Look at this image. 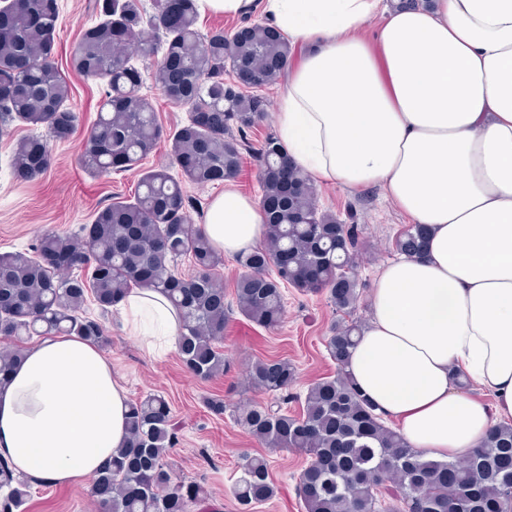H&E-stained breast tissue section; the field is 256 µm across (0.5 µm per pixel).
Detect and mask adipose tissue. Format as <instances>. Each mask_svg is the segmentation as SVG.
I'll return each mask as SVG.
<instances>
[{
  "label": "adipose tissue",
  "instance_id": "obj_1",
  "mask_svg": "<svg viewBox=\"0 0 512 512\" xmlns=\"http://www.w3.org/2000/svg\"><path fill=\"white\" fill-rule=\"evenodd\" d=\"M260 8L301 49L276 121L295 165L352 193L381 187L428 231L421 257H399L378 276L347 371L426 459L467 456L512 423V0ZM199 229L219 254H246L264 237L265 214L229 179ZM119 308L123 329L153 326L148 349L176 343L178 315L162 294L136 291ZM127 413L96 343L48 336L0 390V458L36 484L84 483L125 446Z\"/></svg>",
  "mask_w": 512,
  "mask_h": 512
}]
</instances>
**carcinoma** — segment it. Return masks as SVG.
<instances>
[{"instance_id": "cac0c4a2", "label": "carcinoma", "mask_w": 512, "mask_h": 512, "mask_svg": "<svg viewBox=\"0 0 512 512\" xmlns=\"http://www.w3.org/2000/svg\"><path fill=\"white\" fill-rule=\"evenodd\" d=\"M103 0V19L83 30L72 48L73 70L107 77L105 98L92 126L81 166L92 175L126 172L157 143L171 141L170 162L140 173L133 199L100 208L73 235L45 234L31 253H0V390L24 357L17 342L38 334H75L108 343L102 323L82 316L93 299L107 314L134 291L163 294L178 311V350L186 368L202 378L224 373L216 342L232 309L215 271L222 257L192 224L194 201L183 182L205 186L238 174L246 130L268 101L252 90L277 83L293 49L267 24L243 21L233 34L215 28L201 34L196 0ZM58 0H18L10 30L0 37V136L19 119L67 140L79 117L68 106L69 85L54 58ZM161 53L153 80L178 107L186 124L166 131L153 108L133 90L141 83L133 55ZM231 73L232 80L224 79ZM266 215L264 242L239 260L237 309L248 321L272 328L285 308L281 288L324 293L333 309L351 315L360 298L354 267L364 250L355 211L342 220L318 210L309 176L269 136L257 152ZM51 165L46 141L22 138L14 149L17 178L31 180ZM178 167L181 177L170 173ZM296 187L286 194L283 173ZM425 230L412 225L396 240L398 253H421ZM190 256L194 272H175ZM360 326L337 322L327 350L337 374L311 384L302 414L278 403L232 410L235 423L268 448L309 458L298 493L305 512H508L512 508V426L493 427L466 458L426 460L387 427L346 371ZM256 390L288 400L296 380L284 359L247 364ZM128 443L93 477L100 512H188L206 499L203 487L173 475L169 461L175 433L164 396L149 393L129 404ZM31 482L0 461V512H20ZM240 512L271 499L269 463L244 460L233 486Z\"/></svg>"}]
</instances>
